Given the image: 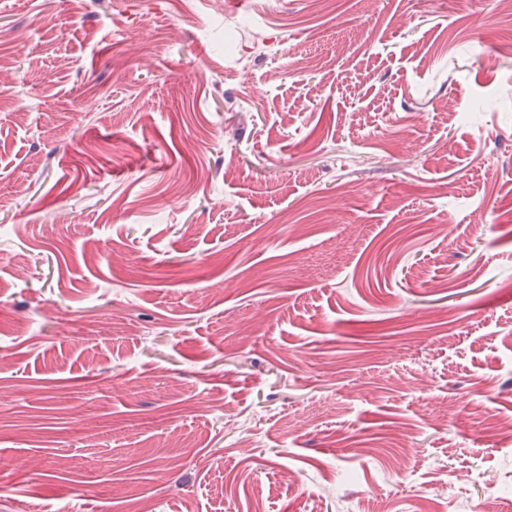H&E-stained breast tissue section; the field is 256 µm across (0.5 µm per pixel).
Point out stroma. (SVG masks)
Masks as SVG:
<instances>
[{
  "mask_svg": "<svg viewBox=\"0 0 512 512\" xmlns=\"http://www.w3.org/2000/svg\"><path fill=\"white\" fill-rule=\"evenodd\" d=\"M512 10L0 0V512H512Z\"/></svg>",
  "mask_w": 512,
  "mask_h": 512,
  "instance_id": "35a3bbf8",
  "label": "stroma"
}]
</instances>
